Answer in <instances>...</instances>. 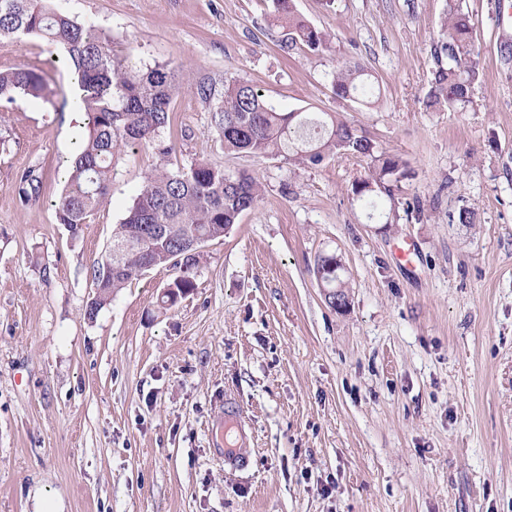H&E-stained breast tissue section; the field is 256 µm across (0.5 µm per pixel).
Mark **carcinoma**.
I'll return each mask as SVG.
<instances>
[{
  "instance_id": "cac0c4a2",
  "label": "carcinoma",
  "mask_w": 512,
  "mask_h": 512,
  "mask_svg": "<svg viewBox=\"0 0 512 512\" xmlns=\"http://www.w3.org/2000/svg\"><path fill=\"white\" fill-rule=\"evenodd\" d=\"M273 23L288 29L286 42L315 50L326 34L299 19L292 0H269ZM39 37L60 48L64 63L76 75L78 101L88 116V133L70 161L66 187L55 204L58 223L72 232L88 221L108 200L112 161L122 146L156 142L181 92L176 70L155 66L131 71L112 54V42L94 26L79 23L45 5V0H0V37ZM435 69L427 93L429 107L457 111L470 102L480 75V56L471 39V20L457 0H449L446 19L433 47ZM337 97L371 108L380 91L358 64H344L333 76ZM45 78L33 70L0 72V100L18 93L45 96ZM218 139L227 153L253 157H283L296 167H313L335 156L352 155L367 161L364 177L353 193L378 212L380 221L397 219L395 196L408 178L406 161L379 150L376 143L347 118L329 112H278L250 83L234 80L212 109ZM40 180L32 172L20 178L19 192L36 196ZM261 196L259 183L246 173L228 175L207 161L188 168H156L122 222L116 225L106 260L93 269L95 296L86 307L92 319L112 295L146 270L173 267L180 271V295L194 288L199 260L196 244L225 236ZM334 255L316 262L321 286L329 289L334 307L346 303Z\"/></svg>"
}]
</instances>
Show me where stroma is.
I'll use <instances>...</instances> for the list:
<instances>
[{
    "label": "stroma",
    "mask_w": 512,
    "mask_h": 512,
    "mask_svg": "<svg viewBox=\"0 0 512 512\" xmlns=\"http://www.w3.org/2000/svg\"><path fill=\"white\" fill-rule=\"evenodd\" d=\"M48 4L130 67L176 68L184 90L158 136L168 155L119 151L109 203L74 233L55 203L87 132L75 76L45 40L0 38V71L54 92L0 102V512H512V0H462L481 75L457 112L426 105L448 0H294L328 35L316 50L285 45L268 0ZM345 63L378 82L377 107L336 96ZM230 78L282 112L344 115L407 160L398 222L354 196L362 158L225 153L196 87ZM200 160L255 177L258 204L203 245L174 305L160 267L87 319L146 174ZM325 254L343 264L341 309L314 273ZM228 396L253 432L237 472L215 435Z\"/></svg>",
    "instance_id": "stroma-1"
}]
</instances>
